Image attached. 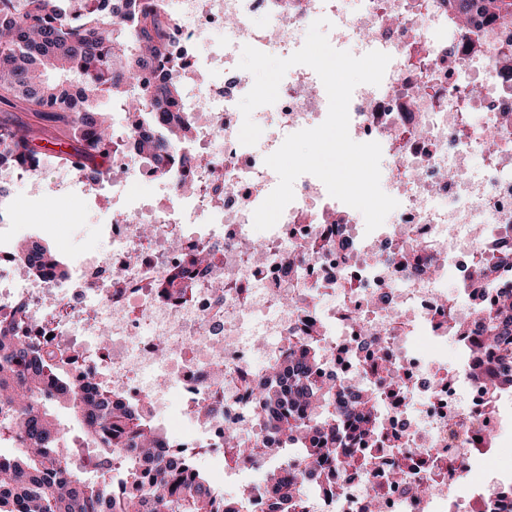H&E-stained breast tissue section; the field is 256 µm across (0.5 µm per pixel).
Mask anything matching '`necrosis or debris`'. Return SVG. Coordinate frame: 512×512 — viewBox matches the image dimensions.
<instances>
[{
	"mask_svg": "<svg viewBox=\"0 0 512 512\" xmlns=\"http://www.w3.org/2000/svg\"><path fill=\"white\" fill-rule=\"evenodd\" d=\"M173 12L177 48L224 37L212 60L222 83L185 64L206 96L178 150L185 186L133 213L113 211L108 246L64 279L30 275L15 251L0 252V305L27 302L32 334L69 337L78 351L71 379L98 367L100 381L159 422L184 395L194 436L213 448L227 432H250V454L224 467L228 485L237 470L257 472L249 512L276 500L263 474L277 434L258 420L257 385L269 355L307 336L327 350L338 384L380 393L383 446L374 467H345L330 486L311 479L294 512H512V462L492 489L482 480L462 494L448 477L467 467L476 436L499 454L512 424V393L492 388L495 365L462 333L473 308L448 293L449 281L469 285L482 264L498 288L512 287L501 261L512 248V82L500 77L512 28L451 19L448 0H175ZM319 18L330 21L335 49L391 57L380 85L354 89L349 135L380 144L398 206L366 232L361 212L304 174L259 238L253 212L278 184L264 159L320 125L328 96L313 69L290 68L277 102L252 115L264 138L244 145L236 104L252 80L237 60L246 45L289 57ZM216 241L222 249L196 283L161 292L183 254ZM419 334L455 343L457 371L414 353Z\"/></svg>",
	"mask_w": 512,
	"mask_h": 512,
	"instance_id": "1",
	"label": "necrosis or debris"
}]
</instances>
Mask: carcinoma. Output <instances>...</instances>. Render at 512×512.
I'll use <instances>...</instances> for the list:
<instances>
[{
  "label": "carcinoma",
  "mask_w": 512,
  "mask_h": 512,
  "mask_svg": "<svg viewBox=\"0 0 512 512\" xmlns=\"http://www.w3.org/2000/svg\"><path fill=\"white\" fill-rule=\"evenodd\" d=\"M479 0H448L450 11L469 18ZM493 16L512 23V0H488ZM168 0L146 11L136 0H0V104L26 110L77 131L71 151L57 164L88 179L112 176V149L126 143L156 162L158 176L175 182L181 171L174 142L190 138L179 106L188 90L183 57L170 40ZM132 121L118 128L98 100ZM30 125L0 121V173L43 164ZM216 247L190 251L158 287L168 290L193 280ZM29 269H67L50 249L35 245ZM25 305H0V512H246L244 498L226 497L187 455L158 447L161 433L146 415L123 406L112 387L98 388L87 371L80 384L66 374L76 361L70 343L21 332ZM475 332L496 353L501 371L495 389L512 388V292L482 307ZM324 358L314 341L296 356L272 366L285 372L288 392L259 389L285 434L288 467L296 480L280 485L273 512L293 506L312 474L316 456L335 466L357 462L368 441L380 439L357 413L369 408L355 393L340 407L336 391L317 384L313 372ZM71 412L77 432L56 413Z\"/></svg>",
  "instance_id": "obj_1"
}]
</instances>
